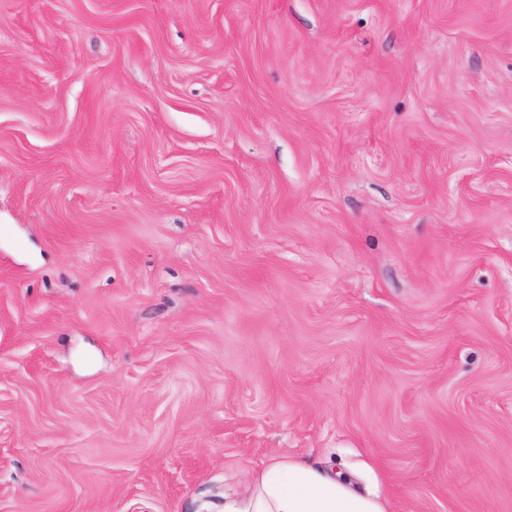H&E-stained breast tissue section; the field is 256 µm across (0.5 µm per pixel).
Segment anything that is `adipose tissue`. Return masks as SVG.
<instances>
[{
    "label": "adipose tissue",
    "instance_id": "adipose-tissue-1",
    "mask_svg": "<svg viewBox=\"0 0 512 512\" xmlns=\"http://www.w3.org/2000/svg\"><path fill=\"white\" fill-rule=\"evenodd\" d=\"M221 512H387L357 492L351 476L301 458L274 459L250 477L244 493L225 495Z\"/></svg>",
    "mask_w": 512,
    "mask_h": 512
}]
</instances>
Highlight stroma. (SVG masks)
I'll return each instance as SVG.
<instances>
[{
    "label": "stroma",
    "instance_id": "stroma-1",
    "mask_svg": "<svg viewBox=\"0 0 512 512\" xmlns=\"http://www.w3.org/2000/svg\"><path fill=\"white\" fill-rule=\"evenodd\" d=\"M285 456L512 512V0H0V512Z\"/></svg>",
    "mask_w": 512,
    "mask_h": 512
}]
</instances>
